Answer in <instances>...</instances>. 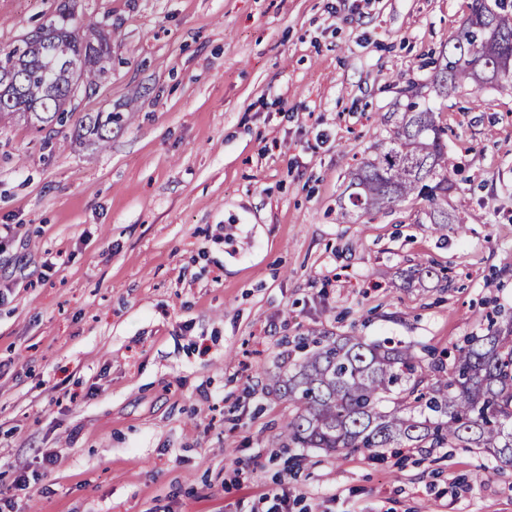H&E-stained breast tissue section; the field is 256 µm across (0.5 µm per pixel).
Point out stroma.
Segmentation results:
<instances>
[{"label":"stroma","mask_w":512,"mask_h":512,"mask_svg":"<svg viewBox=\"0 0 512 512\" xmlns=\"http://www.w3.org/2000/svg\"><path fill=\"white\" fill-rule=\"evenodd\" d=\"M63 1L111 72L65 126L0 122V512H512L473 450L284 447L269 385L315 338L512 316V90L433 88L469 0H0V50ZM410 87L451 130L444 235L415 198L342 217ZM87 136L98 147H105L112 138V111L87 114L79 124L77 138Z\"/></svg>","instance_id":"obj_1"}]
</instances>
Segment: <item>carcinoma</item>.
Returning a JSON list of instances; mask_svg holds the SVG:
<instances>
[{
  "mask_svg": "<svg viewBox=\"0 0 512 512\" xmlns=\"http://www.w3.org/2000/svg\"><path fill=\"white\" fill-rule=\"evenodd\" d=\"M439 71L440 93L512 83V0H471L463 28ZM111 53L102 23L79 20L62 3L31 35L0 52V117L21 115L40 129L65 122L70 87L97 88ZM392 125L354 174L344 216L428 202L426 217L448 231V173L454 168L437 111L407 99L384 118ZM99 147L112 138V113L88 114L77 137ZM271 381L292 407L283 447L348 450L392 446L476 448L512 466V317L469 336L446 358L415 356L401 343L359 336L314 341L293 370Z\"/></svg>",
  "mask_w": 512,
  "mask_h": 512,
  "instance_id": "1",
  "label": "carcinoma"
}]
</instances>
